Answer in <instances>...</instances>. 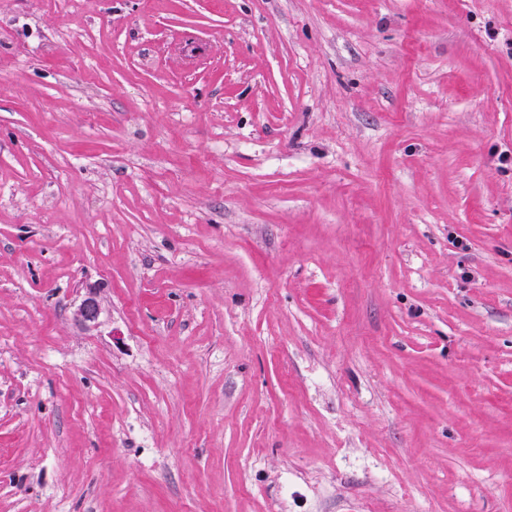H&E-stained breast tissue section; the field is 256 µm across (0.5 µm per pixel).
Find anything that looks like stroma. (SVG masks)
I'll return each instance as SVG.
<instances>
[{
	"instance_id": "obj_1",
	"label": "stroma",
	"mask_w": 512,
	"mask_h": 512,
	"mask_svg": "<svg viewBox=\"0 0 512 512\" xmlns=\"http://www.w3.org/2000/svg\"><path fill=\"white\" fill-rule=\"evenodd\" d=\"M0 512H512V0H0ZM103 307L95 293H88L73 310L74 320L85 328H95L100 323Z\"/></svg>"
}]
</instances>
